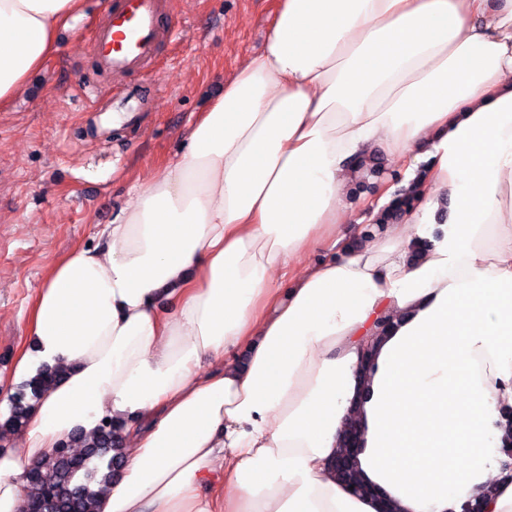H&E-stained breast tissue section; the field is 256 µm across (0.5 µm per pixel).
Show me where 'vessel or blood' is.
I'll return each instance as SVG.
<instances>
[{
	"label": "vessel or blood",
	"mask_w": 512,
	"mask_h": 512,
	"mask_svg": "<svg viewBox=\"0 0 512 512\" xmlns=\"http://www.w3.org/2000/svg\"><path fill=\"white\" fill-rule=\"evenodd\" d=\"M177 27L172 0H114L93 35L98 72L80 76V94L91 102L120 96V88L102 84L100 74L139 73L165 45L174 44Z\"/></svg>",
	"instance_id": "1"
}]
</instances>
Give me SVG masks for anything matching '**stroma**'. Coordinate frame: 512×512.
<instances>
[{
	"label": "stroma",
	"mask_w": 512,
	"mask_h": 512,
	"mask_svg": "<svg viewBox=\"0 0 512 512\" xmlns=\"http://www.w3.org/2000/svg\"><path fill=\"white\" fill-rule=\"evenodd\" d=\"M280 0H173L174 49L149 68L157 92L142 124L112 125V111L79 100L77 78L93 62L92 32L112 0H86L84 18L59 34V49L34 74L14 111L0 112V393L29 343L24 317L46 269L111 223L134 182L147 179L188 142L190 126L224 90L241 61L258 53ZM357 192L380 184L404 199L392 159L368 161Z\"/></svg>",
	"instance_id": "35a3bbf8"
}]
</instances>
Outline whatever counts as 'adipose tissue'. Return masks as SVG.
I'll use <instances>...</instances> for the list:
<instances>
[{
  "label": "adipose tissue",
  "instance_id": "adipose-tissue-1",
  "mask_svg": "<svg viewBox=\"0 0 512 512\" xmlns=\"http://www.w3.org/2000/svg\"><path fill=\"white\" fill-rule=\"evenodd\" d=\"M84 9L0 0V112ZM378 149L415 200L341 243ZM26 329L15 381L63 377L0 455V512L104 418L123 467L98 512H379L333 471L351 424L395 512H512V0H281L185 150L47 269Z\"/></svg>",
  "mask_w": 512,
  "mask_h": 512
}]
</instances>
